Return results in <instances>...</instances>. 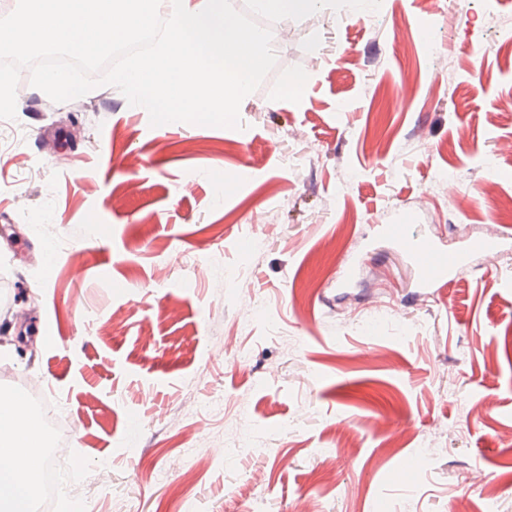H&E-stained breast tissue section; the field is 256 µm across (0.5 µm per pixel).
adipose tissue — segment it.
I'll return each mask as SVG.
<instances>
[{"label": "adipose tissue", "mask_w": 512, "mask_h": 512, "mask_svg": "<svg viewBox=\"0 0 512 512\" xmlns=\"http://www.w3.org/2000/svg\"><path fill=\"white\" fill-rule=\"evenodd\" d=\"M39 423L19 414L0 416V512H33V500L47 463Z\"/></svg>", "instance_id": "1"}]
</instances>
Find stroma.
I'll return each instance as SVG.
<instances>
[{
  "instance_id": "1",
  "label": "stroma",
  "mask_w": 512,
  "mask_h": 512,
  "mask_svg": "<svg viewBox=\"0 0 512 512\" xmlns=\"http://www.w3.org/2000/svg\"><path fill=\"white\" fill-rule=\"evenodd\" d=\"M270 30L276 65L241 128L154 127L111 85L77 108L30 86L0 122V368L80 427L59 499L454 512L486 485L512 512V253L420 296L371 241L394 209L447 243L512 235V0H382Z\"/></svg>"
}]
</instances>
